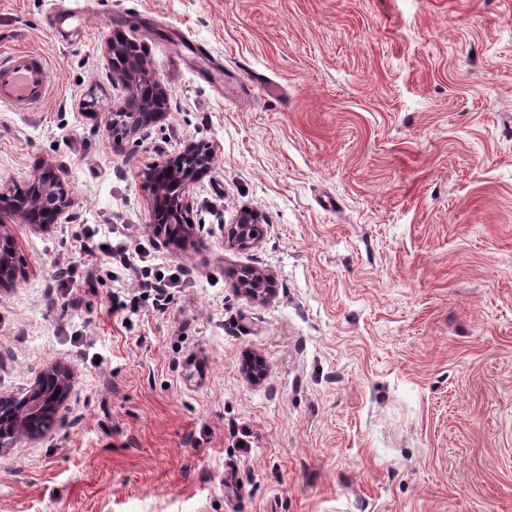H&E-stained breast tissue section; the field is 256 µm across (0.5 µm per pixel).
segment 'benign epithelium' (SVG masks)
Returning a JSON list of instances; mask_svg holds the SVG:
<instances>
[{
	"mask_svg": "<svg viewBox=\"0 0 512 512\" xmlns=\"http://www.w3.org/2000/svg\"><path fill=\"white\" fill-rule=\"evenodd\" d=\"M107 53L112 72L128 90V95L116 110L105 117V125L115 148L133 139L140 131L160 122L167 116V93L157 86L153 75L139 61L117 62L123 54L120 46L110 41ZM179 166L177 177L167 175L165 167L157 181L156 196L151 204V231L174 253L185 250L193 243L194 226L187 215V206L179 199L185 188L193 182L197 164L203 162L200 148L187 144L175 156ZM73 206L66 185L56 173L33 181L27 196L10 199L7 208L0 211V289L15 286L17 265L10 223L5 215L17 217L38 233H51L67 219L66 210ZM263 235L261 217L255 211L245 212L238 223L227 231L228 241L240 248L256 244ZM73 374L61 363L42 371L29 390L20 397L0 396V454L10 442L25 437L40 439L48 429L44 425L48 412L65 402L69 396Z\"/></svg>",
	"mask_w": 512,
	"mask_h": 512,
	"instance_id": "1",
	"label": "benign epithelium"
}]
</instances>
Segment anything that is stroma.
I'll list each match as a JSON object with an SVG mask.
<instances>
[{
	"label": "stroma",
	"instance_id": "stroma-1",
	"mask_svg": "<svg viewBox=\"0 0 512 512\" xmlns=\"http://www.w3.org/2000/svg\"><path fill=\"white\" fill-rule=\"evenodd\" d=\"M49 17L0 0V50L55 77L40 109L0 106V185L61 167L75 201L50 234L12 221L0 394L73 378L51 430L0 455V512H512V0H98L64 38ZM117 39L169 94L120 151L82 108L124 96ZM203 54L280 97L220 95ZM190 142L211 163L174 254L146 175ZM245 209L264 236L234 247ZM93 225L185 267L167 309L84 283L107 265L80 250Z\"/></svg>",
	"mask_w": 512,
	"mask_h": 512
}]
</instances>
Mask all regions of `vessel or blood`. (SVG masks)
Segmentation results:
<instances>
[{"mask_svg":"<svg viewBox=\"0 0 512 512\" xmlns=\"http://www.w3.org/2000/svg\"><path fill=\"white\" fill-rule=\"evenodd\" d=\"M92 9L91 0L83 5H65L55 0L52 26L79 34L84 29V16ZM52 75L42 56L35 51L0 53V104L19 111L38 109L44 102Z\"/></svg>","mask_w":512,"mask_h":512,"instance_id":"vessel-or-blood-1","label":"vessel or blood"}]
</instances>
